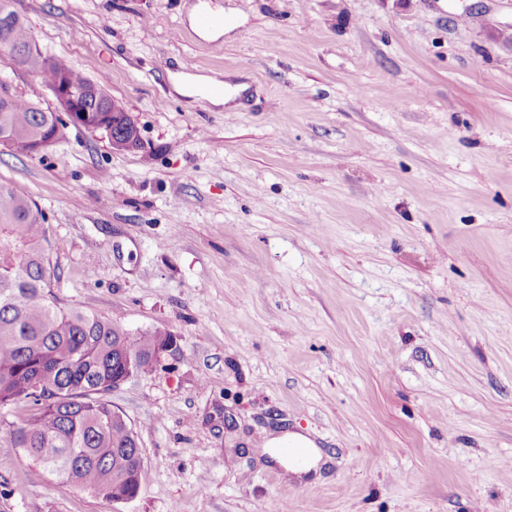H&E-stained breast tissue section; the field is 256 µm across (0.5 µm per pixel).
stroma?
I'll return each instance as SVG.
<instances>
[{
    "mask_svg": "<svg viewBox=\"0 0 512 512\" xmlns=\"http://www.w3.org/2000/svg\"><path fill=\"white\" fill-rule=\"evenodd\" d=\"M197 2L13 0L144 141L0 150L50 225L57 303L176 347L109 395L135 499L57 481L11 437L21 402L0 512H512V0H209L215 41ZM175 71L249 95L180 97ZM285 430L320 447L315 482L263 454Z\"/></svg>",
    "mask_w": 512,
    "mask_h": 512,
    "instance_id": "35a3bbf8",
    "label": "stroma"
}]
</instances>
